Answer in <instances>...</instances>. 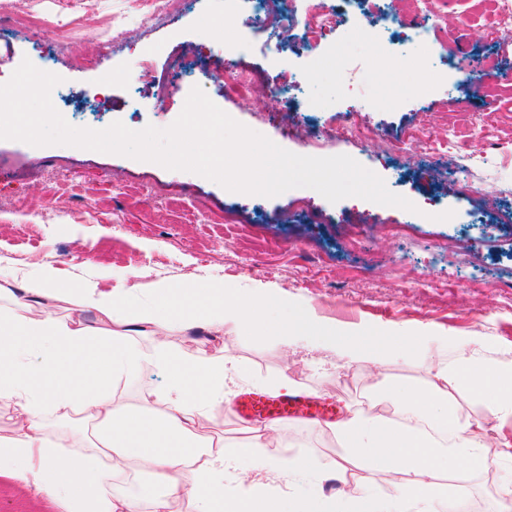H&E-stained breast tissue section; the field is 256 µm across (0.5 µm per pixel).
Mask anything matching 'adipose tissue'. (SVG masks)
Instances as JSON below:
<instances>
[{
  "label": "adipose tissue",
  "mask_w": 512,
  "mask_h": 512,
  "mask_svg": "<svg viewBox=\"0 0 512 512\" xmlns=\"http://www.w3.org/2000/svg\"><path fill=\"white\" fill-rule=\"evenodd\" d=\"M51 301L94 319L55 315L46 309ZM274 304L258 291L196 283L162 285L145 300L122 283L71 288L49 262L36 277L0 285V480L24 477L22 494L60 497L67 512H461L465 499L448 496L441 477L463 489L490 451L512 461L511 366L474 350L444 365L439 348L447 337L431 346L391 331L345 333L310 314L277 325L283 347L312 337L353 362L380 364L399 349L426 362V393L408 389L400 399L432 431L387 418L372 403L334 424L344 455L323 469L304 456L280 461L258 441L225 450L223 432L207 426L230 401L228 367L207 350L172 348L170 338L194 329L231 338ZM139 335L151 337V351L137 346ZM146 364L165 371V384L141 409L118 413L117 385ZM461 389L479 411L451 405ZM351 464L394 475L391 493L320 492ZM128 480L148 482L149 494L117 490Z\"/></svg>",
  "instance_id": "ef3b65f1"
}]
</instances>
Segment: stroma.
<instances>
[{"label":"stroma","instance_id":"1","mask_svg":"<svg viewBox=\"0 0 512 512\" xmlns=\"http://www.w3.org/2000/svg\"><path fill=\"white\" fill-rule=\"evenodd\" d=\"M224 0L207 8L186 4L177 17L142 19L137 0H0V17L34 20L36 36L0 35V83L23 60L38 62L43 44L60 39L54 74L61 78L56 110L76 127L122 122L132 130L170 126L186 98L171 110L154 106L145 91L129 86L132 64L151 47H162L158 68L192 46L206 50V77L199 87L224 112L296 154L288 139L296 117L313 121L353 112L378 142L414 134L419 113L430 115L423 139L431 150L389 156L367 142H326L322 156L344 154L382 177L388 189L423 200L424 218L405 224L406 210L357 197L330 203L308 188L268 198L234 193L192 172L65 145L35 147L0 140V273L23 277L53 261L68 283L111 287L125 280L140 296L159 284L198 282L213 288H258L279 299L269 319L233 339L178 336L175 347H204L234 361L233 395L270 393L281 375L314 395L323 419L297 417L282 424V443L269 454L307 455L328 466L344 449L328 428L336 415L396 388H426L425 365L395 356L374 370L346 362L337 353L306 344L283 348L273 327L286 315L309 311L337 328L362 325L404 336L477 339L487 358L512 365V39L477 42L493 0H430L432 15L462 16L467 26L436 29L428 46L386 39L389 55L410 66L380 81L371 69L375 34L349 35L338 27L328 43L337 57L313 64L303 46L284 55L267 49V36L253 30L244 65L274 75L281 66L308 71L302 104H260L257 92L222 83L225 44L244 31L229 23L221 34L202 27L206 13L222 14ZM95 57L92 69L78 61ZM476 126L486 152L471 158L450 141L453 131ZM501 177L507 192L489 211L479 197L459 194L455 177L481 173ZM453 211L452 219L439 215ZM484 216L470 223L471 214ZM400 225L391 234L387 225ZM512 495V477L490 455L467 494L470 512H494Z\"/></svg>","mask_w":512,"mask_h":512}]
</instances>
